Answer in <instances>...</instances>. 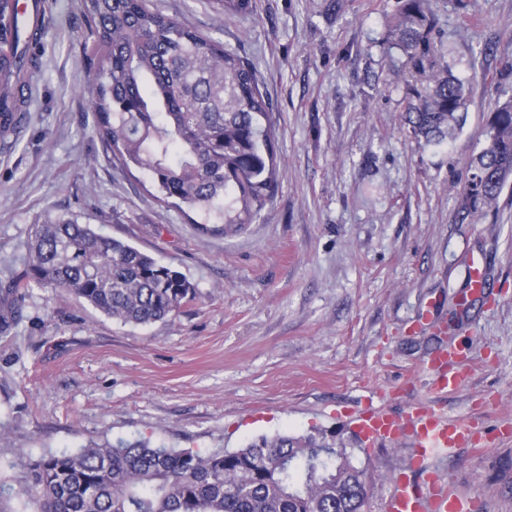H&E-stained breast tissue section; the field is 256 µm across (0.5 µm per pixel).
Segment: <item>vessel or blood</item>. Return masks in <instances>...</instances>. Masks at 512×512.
<instances>
[{"label": "vessel or blood", "mask_w": 512, "mask_h": 512, "mask_svg": "<svg viewBox=\"0 0 512 512\" xmlns=\"http://www.w3.org/2000/svg\"><path fill=\"white\" fill-rule=\"evenodd\" d=\"M468 360L469 352L463 346L435 351L425 365L431 391L442 395L463 387L471 376ZM353 423L367 444L410 445L414 455L409 468L425 475L420 482L398 479L383 501V512H469L468 499L447 488L444 479L430 470L428 458L434 448L481 447L487 433L480 417H448L430 404L403 412L369 404L355 413Z\"/></svg>", "instance_id": "obj_1"}]
</instances>
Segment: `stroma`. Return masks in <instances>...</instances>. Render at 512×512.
Listing matches in <instances>:
<instances>
[{
	"label": "stroma",
	"instance_id": "obj_1",
	"mask_svg": "<svg viewBox=\"0 0 512 512\" xmlns=\"http://www.w3.org/2000/svg\"><path fill=\"white\" fill-rule=\"evenodd\" d=\"M219 39L256 69L280 165L272 199L238 235L201 233L154 199L149 176L116 165L95 136L80 0H53L21 128L0 139V281L20 273L33 225L72 219L181 273L195 297L172 316L124 325L69 292L36 285L0 337V483L36 458L118 441L234 451L262 436L324 432L356 449L380 512L408 446L367 447L366 401L512 425V187L469 215L461 195L497 98L482 75L512 58V0L476 19L439 12L467 122L440 146L401 121L405 95L382 55L396 0H256L228 18L211 0H147ZM484 53V72L471 57ZM481 260L486 296L463 303ZM472 348V378L429 393L439 348ZM435 470L473 512H512V436L442 449Z\"/></svg>",
	"mask_w": 512,
	"mask_h": 512
}]
</instances>
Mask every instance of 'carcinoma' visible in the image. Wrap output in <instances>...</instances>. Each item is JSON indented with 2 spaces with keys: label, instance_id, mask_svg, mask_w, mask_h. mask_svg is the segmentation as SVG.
<instances>
[{
  "label": "carcinoma",
  "instance_id": "carcinoma-1",
  "mask_svg": "<svg viewBox=\"0 0 512 512\" xmlns=\"http://www.w3.org/2000/svg\"><path fill=\"white\" fill-rule=\"evenodd\" d=\"M16 0H0V134L28 112L36 47L44 29L21 28ZM228 17L254 15V0H215ZM94 131L123 168L148 173L158 200L184 204L201 229L233 235L274 193L271 110L255 68L223 42L148 7L146 0H82ZM433 0H397L384 55L398 51L403 125L440 145L466 121L468 86L436 38ZM488 145L465 184L462 208L486 214L512 184V95L487 120ZM69 291L124 324L163 320L193 295L177 271L121 240L70 220L36 226L23 273L5 284L0 333L21 317L30 284ZM27 470L15 493L38 512H363L369 466L336 457L325 433L261 437L234 451L202 453L119 442L18 457Z\"/></svg>",
  "mask_w": 512,
  "mask_h": 512
}]
</instances>
